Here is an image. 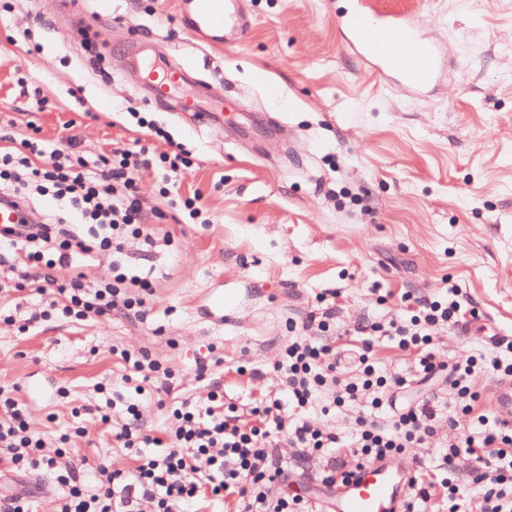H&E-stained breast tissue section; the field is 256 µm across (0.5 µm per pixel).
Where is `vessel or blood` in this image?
Wrapping results in <instances>:
<instances>
[{"label": "vessel or blood", "instance_id": "b4317fda", "mask_svg": "<svg viewBox=\"0 0 512 512\" xmlns=\"http://www.w3.org/2000/svg\"><path fill=\"white\" fill-rule=\"evenodd\" d=\"M178 17L193 40L210 47L240 41L249 25L247 0H180ZM339 21L359 57L409 96H427L451 70V46L418 35L412 16L379 13L370 0H345ZM127 62L154 100H174L177 110L195 118L224 109L210 85L188 78L181 66L145 64L138 42H129ZM488 399L500 423L512 428V381L495 383ZM414 471L400 457L367 462L345 481L321 484L311 501L318 512H402Z\"/></svg>", "mask_w": 512, "mask_h": 512}]
</instances>
